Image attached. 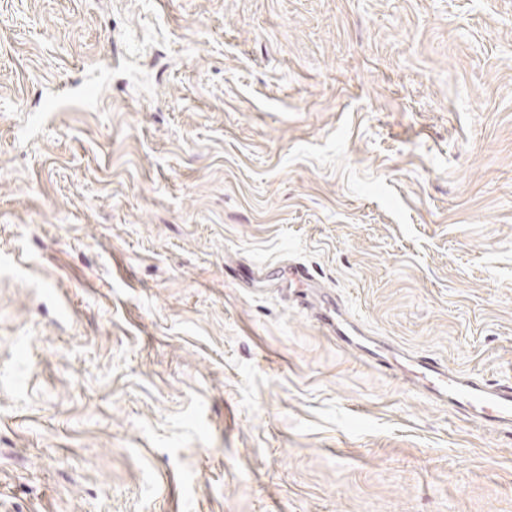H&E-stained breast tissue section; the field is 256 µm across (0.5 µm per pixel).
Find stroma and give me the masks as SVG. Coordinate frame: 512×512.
I'll return each instance as SVG.
<instances>
[{
	"label": "stroma",
	"instance_id": "obj_1",
	"mask_svg": "<svg viewBox=\"0 0 512 512\" xmlns=\"http://www.w3.org/2000/svg\"><path fill=\"white\" fill-rule=\"evenodd\" d=\"M288 261L512 375V0H0V512H512Z\"/></svg>",
	"mask_w": 512,
	"mask_h": 512
}]
</instances>
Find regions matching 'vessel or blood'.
<instances>
[{
    "mask_svg": "<svg viewBox=\"0 0 512 512\" xmlns=\"http://www.w3.org/2000/svg\"><path fill=\"white\" fill-rule=\"evenodd\" d=\"M322 298V303L312 305V314L340 346L373 366L399 370L405 384L457 408L471 422L496 429L512 425V377L489 383L451 370L434 357L403 352L382 339L355 341L338 318L342 306L337 298L328 292Z\"/></svg>",
    "mask_w": 512,
    "mask_h": 512,
    "instance_id": "b4317fda",
    "label": "vessel or blood"
}]
</instances>
